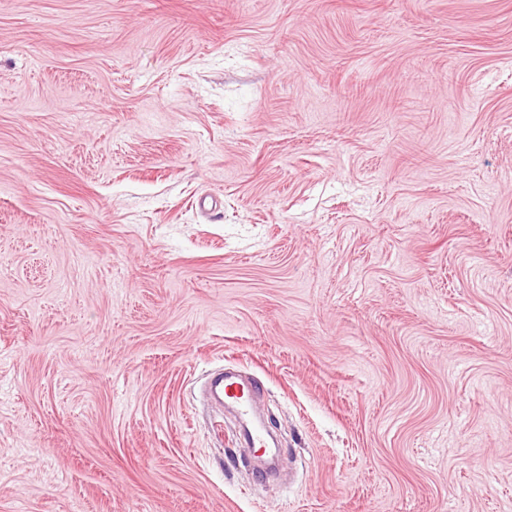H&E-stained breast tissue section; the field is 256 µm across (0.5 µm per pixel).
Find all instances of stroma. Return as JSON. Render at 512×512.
I'll return each mask as SVG.
<instances>
[{
	"label": "stroma",
	"mask_w": 512,
	"mask_h": 512,
	"mask_svg": "<svg viewBox=\"0 0 512 512\" xmlns=\"http://www.w3.org/2000/svg\"><path fill=\"white\" fill-rule=\"evenodd\" d=\"M0 512H512V0H0ZM204 391L219 407L231 405L235 407L241 422L252 424L247 428L246 437L250 448H267V432L252 421L253 406L260 389L256 381L243 380L232 372L218 370L212 372L204 386Z\"/></svg>",
	"instance_id": "1"
}]
</instances>
